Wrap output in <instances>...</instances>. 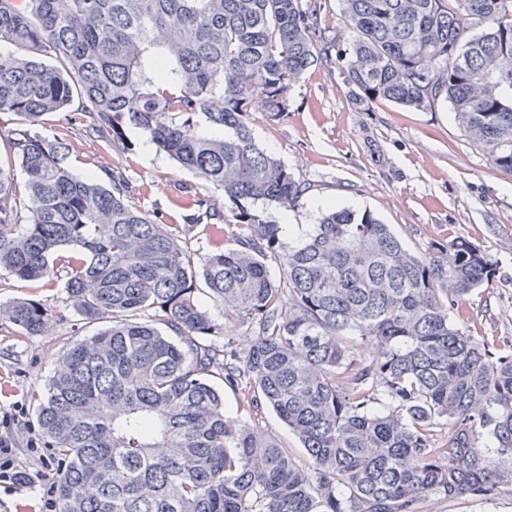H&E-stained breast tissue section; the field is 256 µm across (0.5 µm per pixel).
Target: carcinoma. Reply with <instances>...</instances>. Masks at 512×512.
<instances>
[{
  "mask_svg": "<svg viewBox=\"0 0 512 512\" xmlns=\"http://www.w3.org/2000/svg\"><path fill=\"white\" fill-rule=\"evenodd\" d=\"M341 2L347 36L321 0H30L25 13L0 0V44L14 47L0 114L19 121L9 149L26 175L19 198L0 166V275L62 279L66 301L106 324L31 394L57 512H421L428 493L512 485V343L459 322L494 276L485 252L457 238L419 256L371 211L336 208L286 250L284 225L245 206L303 196L247 116L259 100L282 116L291 84L333 51L357 107L446 103L512 171V0ZM51 113L110 145L142 129L237 206L234 245L204 198L167 224L120 172L78 176L70 144L39 131ZM198 226L211 244L199 267L185 238ZM0 319L38 335L55 309L17 300ZM245 323L257 335L242 352L230 329ZM213 372L250 412H275L308 463L226 420Z\"/></svg>",
  "mask_w": 512,
  "mask_h": 512,
  "instance_id": "carcinoma-1",
  "label": "carcinoma"
}]
</instances>
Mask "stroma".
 Wrapping results in <instances>:
<instances>
[{
  "label": "stroma",
  "mask_w": 512,
  "mask_h": 512,
  "mask_svg": "<svg viewBox=\"0 0 512 512\" xmlns=\"http://www.w3.org/2000/svg\"><path fill=\"white\" fill-rule=\"evenodd\" d=\"M288 100L280 119L259 105L248 114L258 145L279 157L305 187L292 210L264 209L267 220L285 225L284 245L301 243L328 205L372 211L421 256L433 244L466 238L495 269L489 285L470 298L471 334L512 340V172L491 163L448 105L430 112L382 101L360 110L333 62L307 70L289 89ZM125 139L120 149L72 137L68 161L81 176L121 171L138 191L135 203L162 214L169 224L182 223L185 214L186 200L176 184L194 186L223 211L224 242L232 244L238 231L234 204L157 152L141 129L126 127ZM65 297L59 280L0 276V304L44 300L57 312L56 321L37 336L0 321V436L10 437L19 449L39 436L31 393L44 389L73 343L99 329ZM224 415L235 427L259 429L305 460L303 448L272 411L259 418L250 414L244 391L225 389ZM423 512H512V489L501 488L489 500L430 494Z\"/></svg>",
  "instance_id": "stroma-1"
}]
</instances>
